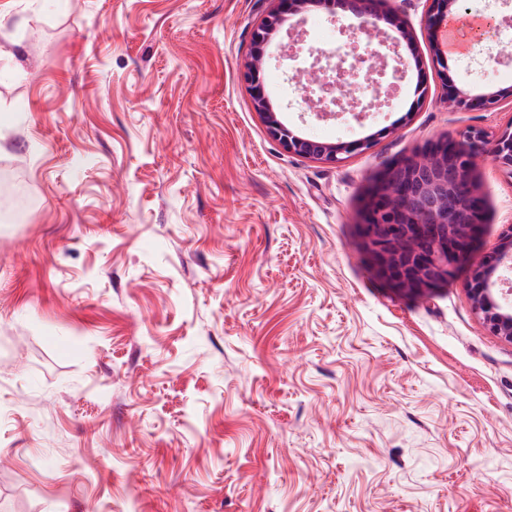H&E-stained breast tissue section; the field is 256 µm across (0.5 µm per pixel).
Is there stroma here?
<instances>
[{"label": "stroma", "instance_id": "1", "mask_svg": "<svg viewBox=\"0 0 512 512\" xmlns=\"http://www.w3.org/2000/svg\"><path fill=\"white\" fill-rule=\"evenodd\" d=\"M387 4L422 60L398 105L280 116L377 136L329 165L283 150L241 79L270 0H0V174L37 198L0 217V512H512V342L467 270L397 293L358 229L376 175L512 102L449 109L425 0ZM448 76L512 87V47ZM475 175L481 254L512 178Z\"/></svg>", "mask_w": 512, "mask_h": 512}]
</instances>
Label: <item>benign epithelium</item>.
<instances>
[{
  "label": "benign epithelium",
  "mask_w": 512,
  "mask_h": 512,
  "mask_svg": "<svg viewBox=\"0 0 512 512\" xmlns=\"http://www.w3.org/2000/svg\"><path fill=\"white\" fill-rule=\"evenodd\" d=\"M425 23L430 35V48L437 65L447 69V48L438 39V31L448 16L470 10L469 0H426ZM267 11L252 31L250 59L243 77L250 88L256 112L264 120L270 136L283 149L306 159L338 164L345 157L361 153L373 146L374 139L328 142L300 136L278 118L277 107L266 95L261 72L267 48L280 32L288 17L304 18L320 8L335 20L347 17L351 35L368 32L379 38L378 45L395 50L401 42H412L413 36L400 13L381 11L377 0H272ZM373 60L369 71L386 74L387 55L367 48L359 60ZM443 88L448 106L455 111L488 110L501 101L512 100V89L486 87L471 91L448 87V74H443ZM390 90L374 88L372 102L360 109L355 100L340 104L341 112L353 110L358 121L369 112L386 104ZM489 154L508 177H512V122L493 136L482 130L469 129L457 137L437 138L429 147L395 165L388 166L368 193L362 212L361 232L366 240L370 261L377 275L393 290L419 296L447 280L452 269L470 268L467 283L474 312L489 332L512 341V306L501 304L495 296L493 275L501 268L512 269V232L504 242L479 259L473 249L484 219L482 197L476 181L474 159Z\"/></svg>",
  "instance_id": "obj_1"
}]
</instances>
